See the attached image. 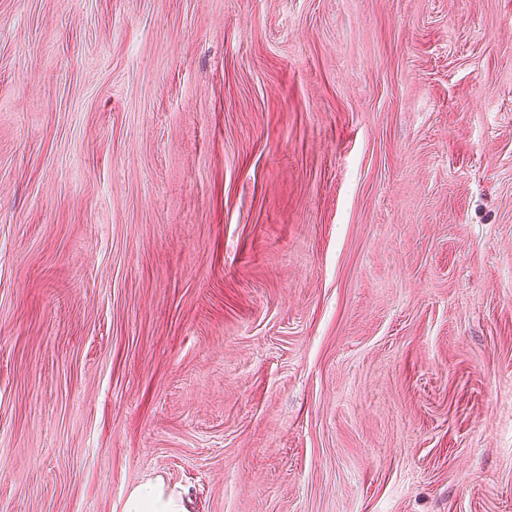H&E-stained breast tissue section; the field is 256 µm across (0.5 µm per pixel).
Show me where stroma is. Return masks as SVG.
Returning a JSON list of instances; mask_svg holds the SVG:
<instances>
[{"label":"stroma","mask_w":512,"mask_h":512,"mask_svg":"<svg viewBox=\"0 0 512 512\" xmlns=\"http://www.w3.org/2000/svg\"><path fill=\"white\" fill-rule=\"evenodd\" d=\"M512 512V0H0V512ZM122 512H186L182 494L166 488L161 480L148 481L132 489Z\"/></svg>","instance_id":"35a3bbf8"}]
</instances>
